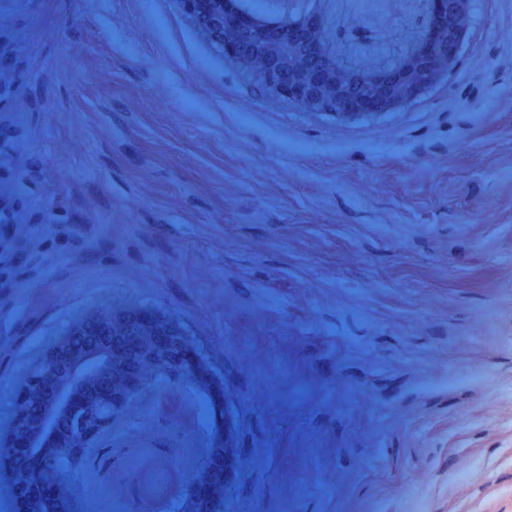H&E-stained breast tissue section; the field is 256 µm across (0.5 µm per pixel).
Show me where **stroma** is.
Listing matches in <instances>:
<instances>
[{
    "label": "stroma",
    "instance_id": "35a3bbf8",
    "mask_svg": "<svg viewBox=\"0 0 512 512\" xmlns=\"http://www.w3.org/2000/svg\"><path fill=\"white\" fill-rule=\"evenodd\" d=\"M207 8L0 0L31 144L112 228L0 288V424L74 321L129 307L224 393V512H512V0L417 101L347 118L236 68Z\"/></svg>",
    "mask_w": 512,
    "mask_h": 512
}]
</instances>
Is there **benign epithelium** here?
I'll list each match as a JSON object with an SVG mask.
<instances>
[{
	"mask_svg": "<svg viewBox=\"0 0 512 512\" xmlns=\"http://www.w3.org/2000/svg\"><path fill=\"white\" fill-rule=\"evenodd\" d=\"M200 22L210 27L224 52L257 80L309 112L338 117L387 112L396 106L382 94L349 96L341 74L302 55L292 39H303L302 15L288 13V35L248 26L224 10L225 0H207ZM362 76L384 62L398 66L380 46H354ZM448 72V54L433 51L417 71L401 80V103L416 100L431 81ZM214 394L210 372L167 325L148 324L126 308L95 309L81 317L13 393L15 417L0 427V450L9 460L17 512H76L73 489L92 447H115L127 427L118 415L141 420L151 398L181 402L188 393ZM224 402H219L204 441L212 445L211 474L196 492L197 466L183 465L181 512H223Z\"/></svg>",
	"mask_w": 512,
	"mask_h": 512,
	"instance_id": "benign-epithelium-1",
	"label": "benign epithelium"
}]
</instances>
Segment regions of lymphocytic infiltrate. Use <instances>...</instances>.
Here are the masks:
<instances>
[{
	"mask_svg": "<svg viewBox=\"0 0 512 512\" xmlns=\"http://www.w3.org/2000/svg\"><path fill=\"white\" fill-rule=\"evenodd\" d=\"M19 114L17 105L0 103V181L12 186L0 197V288L41 278L58 258L77 255L103 234L99 217L50 188V159L20 142Z\"/></svg>",
	"mask_w": 512,
	"mask_h": 512,
	"instance_id": "obj_1",
	"label": "lymphocytic infiltrate"
}]
</instances>
